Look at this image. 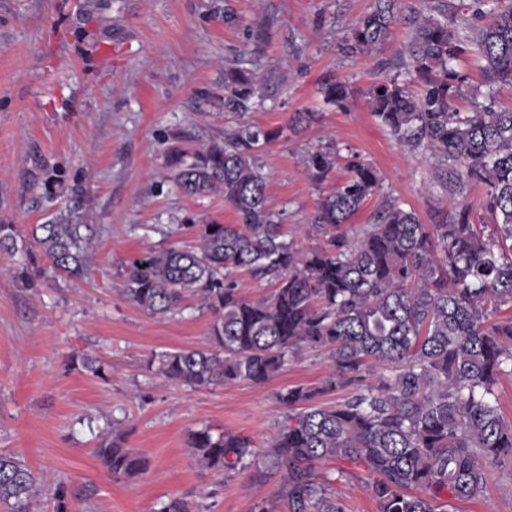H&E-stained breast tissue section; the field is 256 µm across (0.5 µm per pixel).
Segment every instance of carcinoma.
<instances>
[{"mask_svg": "<svg viewBox=\"0 0 512 512\" xmlns=\"http://www.w3.org/2000/svg\"><path fill=\"white\" fill-rule=\"evenodd\" d=\"M398 0H374L373 9L346 36L349 49L370 53L385 43L397 20ZM408 52L421 94L394 79L374 83L370 111L395 139L414 151L430 150L447 166L454 196L486 188L492 225L474 220L472 208L453 203L451 217L423 224L413 210L390 202L359 238L350 219L380 190L377 170L352 161L349 176L321 197L306 225L324 245L302 252L285 238L281 214L267 204V180L259 150L278 137L252 124L224 134L191 160L175 154L169 164L189 197L224 196L238 224H202L196 250L152 249L124 271L126 298L150 314H175L186 294L211 315V350L181 349L152 356L147 370L197 389L247 381L265 384L301 349L326 355L325 386L277 392L288 409L285 423L264 452L237 432H189L187 446L198 464L216 472H246L281 485L254 512H346L315 477L316 464L358 461L379 512H438L446 491L456 501L484 495L491 469L512 461V421L501 415L495 388L512 376V317L491 313L512 306V109L475 103L454 107L465 77L454 62L474 46L484 60L491 89L512 88V6L500 8L462 39L448 19L409 18ZM225 105L246 110L253 89L237 80ZM327 102L345 107L347 86H322ZM336 152L317 149L303 158L315 184L333 170ZM38 249L26 250L14 276L29 287L45 273L81 278L87 273L92 225L76 204L32 229ZM19 231L0 224V253H13ZM246 271L272 292L258 300L241 295L236 273ZM388 366L377 382L362 371L368 361ZM93 376L108 379L109 365L72 358ZM349 387L348 397L323 406L318 396ZM119 423L94 449L112 478L147 469L146 458L126 446ZM39 482L14 454H0V512H32Z\"/></svg>", "mask_w": 512, "mask_h": 512, "instance_id": "obj_1", "label": "carcinoma"}]
</instances>
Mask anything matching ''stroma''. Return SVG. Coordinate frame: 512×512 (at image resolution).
<instances>
[{
    "label": "stroma",
    "mask_w": 512,
    "mask_h": 512,
    "mask_svg": "<svg viewBox=\"0 0 512 512\" xmlns=\"http://www.w3.org/2000/svg\"><path fill=\"white\" fill-rule=\"evenodd\" d=\"M373 0H0V222L28 237L33 225L69 205L81 184L96 227L88 276L47 275L33 288L0 254V454L20 456L39 478L36 512H53L65 487L77 512H153L176 498L190 512H252L276 481L202 469L186 445L189 431L238 432L266 449L286 410L285 387H318L329 375L324 353L308 348L269 382L192 389L147 371L154 353L211 345V317L187 299L176 314L151 315L122 293L124 268L153 249L192 248L198 225L232 224L221 195H184L168 169L171 151L194 154L242 122L279 131L264 145L271 209L280 212L298 248L321 246L301 234L321 195L349 174L348 164L373 165L381 188L349 222L372 224L385 201L414 210L421 223L449 211L439 156L408 150L380 125L367 103L385 78L421 84L407 52L408 19L446 11L460 34L512 0H401V19L380 52H350L345 37ZM483 61L465 53L466 75L456 105L471 97L512 108V90L488 93ZM249 79L247 114L225 107L231 76ZM347 83L346 108L325 104L323 82ZM338 150L336 169L321 185L302 172L317 148ZM64 190L44 196L48 173ZM100 359L109 380L70 366L72 355ZM121 422L127 444L144 455L146 471L113 479L95 457L106 422ZM347 512H378L361 464L332 460L315 470ZM450 512H512V466L492 470L480 499L442 495Z\"/></svg>",
    "instance_id": "35a3bbf8"
}]
</instances>
